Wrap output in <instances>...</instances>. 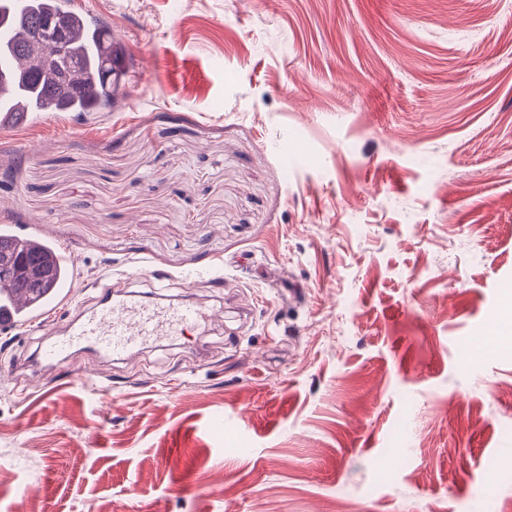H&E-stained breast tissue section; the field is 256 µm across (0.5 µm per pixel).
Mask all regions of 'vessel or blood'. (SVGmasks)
Returning <instances> with one entry per match:
<instances>
[{
    "label": "vessel or blood",
    "instance_id": "obj_1",
    "mask_svg": "<svg viewBox=\"0 0 512 512\" xmlns=\"http://www.w3.org/2000/svg\"><path fill=\"white\" fill-rule=\"evenodd\" d=\"M68 301L69 290L64 284L40 296L23 290L6 291L0 297V326L17 327L23 316L29 323L45 324V308L59 311ZM212 319V314L192 303H150L132 293L116 298L105 290L90 314L71 321L61 338L41 346L40 354L52 366L67 363L77 350L122 358L150 343L183 335Z\"/></svg>",
    "mask_w": 512,
    "mask_h": 512
}]
</instances>
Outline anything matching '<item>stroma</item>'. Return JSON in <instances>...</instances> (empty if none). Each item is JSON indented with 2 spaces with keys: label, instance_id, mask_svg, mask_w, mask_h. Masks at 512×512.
Listing matches in <instances>:
<instances>
[{
  "label": "stroma",
  "instance_id": "obj_1",
  "mask_svg": "<svg viewBox=\"0 0 512 512\" xmlns=\"http://www.w3.org/2000/svg\"><path fill=\"white\" fill-rule=\"evenodd\" d=\"M72 2L128 75L0 127V225L74 253L71 315L215 320L50 371L0 333V512H512V348L479 349L512 332V0Z\"/></svg>",
  "mask_w": 512,
  "mask_h": 512
}]
</instances>
